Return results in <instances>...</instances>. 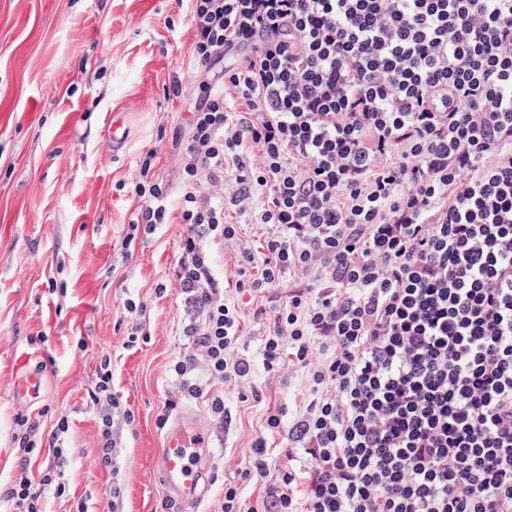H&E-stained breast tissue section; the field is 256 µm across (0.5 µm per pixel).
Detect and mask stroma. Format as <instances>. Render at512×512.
Returning a JSON list of instances; mask_svg holds the SVG:
<instances>
[{
  "mask_svg": "<svg viewBox=\"0 0 512 512\" xmlns=\"http://www.w3.org/2000/svg\"><path fill=\"white\" fill-rule=\"evenodd\" d=\"M191 34L179 0H0V482L17 474L18 417L51 431L69 429L64 494L46 487V512H105L111 473L97 460L99 424L89 392L101 356L112 358L114 388L134 411L123 435L120 483L125 512H161L169 498L155 471L165 431L157 417L169 367L182 342L175 293L155 287L175 261L181 224L141 234L131 257L119 240L135 202L126 186L141 153L157 151V169L177 166L172 138L194 103L195 86L170 98L185 76ZM120 123L121 149L112 147ZM150 309L147 338L124 348L126 298ZM43 375L32 401L14 396L23 372ZM233 417L222 431L205 405L189 399L172 421L206 425L216 448L202 504L214 512L224 459L239 462L258 430L255 411L224 395Z\"/></svg>",
  "mask_w": 512,
  "mask_h": 512,
  "instance_id": "obj_1",
  "label": "stroma"
}]
</instances>
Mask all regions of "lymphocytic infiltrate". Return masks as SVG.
<instances>
[{
	"mask_svg": "<svg viewBox=\"0 0 512 512\" xmlns=\"http://www.w3.org/2000/svg\"><path fill=\"white\" fill-rule=\"evenodd\" d=\"M185 2L198 94L176 169L140 155L121 241L186 226L155 288L184 312L159 423L194 399L230 429L228 390L261 408L217 512H512V0ZM259 366L300 398L267 407ZM89 396L120 476L110 357ZM38 433L0 512L65 490L28 475Z\"/></svg>",
	"mask_w": 512,
	"mask_h": 512,
	"instance_id": "lymphocytic-infiltrate-1",
	"label": "lymphocytic infiltrate"
}]
</instances>
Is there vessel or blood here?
<instances>
[{
	"mask_svg": "<svg viewBox=\"0 0 512 512\" xmlns=\"http://www.w3.org/2000/svg\"><path fill=\"white\" fill-rule=\"evenodd\" d=\"M213 459V448L201 425H172L159 458V468L170 499L180 512H198L206 486L201 479Z\"/></svg>",
	"mask_w": 512,
	"mask_h": 512,
	"instance_id": "obj_1",
	"label": "vessel or blood"
}]
</instances>
